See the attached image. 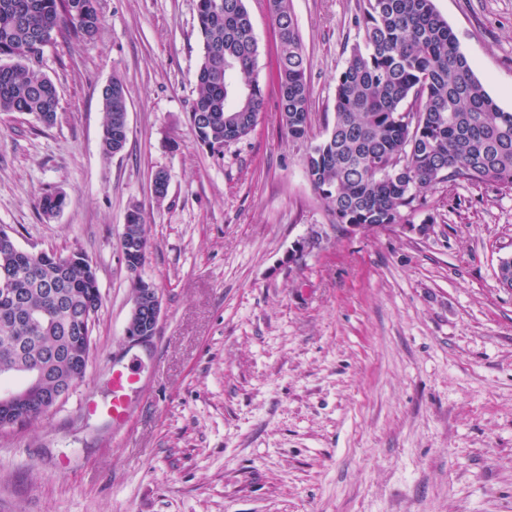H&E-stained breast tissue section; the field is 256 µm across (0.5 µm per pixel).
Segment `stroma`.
<instances>
[{
	"label": "stroma",
	"instance_id": "1",
	"mask_svg": "<svg viewBox=\"0 0 512 512\" xmlns=\"http://www.w3.org/2000/svg\"><path fill=\"white\" fill-rule=\"evenodd\" d=\"M359 3L291 0L310 87L309 134L294 140L269 78L266 2L246 0L264 107L219 152L189 119L197 0H97L94 39L45 47L57 119L0 112V228L28 250L83 252L103 303L85 379L0 428V512H512V290L496 278L512 256V191L441 183L407 222L349 233L306 175ZM435 6L512 112V0ZM115 77L129 133L107 157ZM57 192L50 219L39 201ZM134 206L149 247L133 274L120 235ZM138 279L162 300L143 343L125 332ZM135 358L144 406L116 426L78 412L107 396L113 362ZM125 94L124 83L120 78H113L102 90V101L104 107V121L101 135V149L104 155L111 156L123 149L127 140L116 146L115 136L121 124V113L114 104V99Z\"/></svg>",
	"mask_w": 512,
	"mask_h": 512
}]
</instances>
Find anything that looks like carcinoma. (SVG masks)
Listing matches in <instances>:
<instances>
[{
  "instance_id": "cac0c4a2",
  "label": "carcinoma",
  "mask_w": 512,
  "mask_h": 512,
  "mask_svg": "<svg viewBox=\"0 0 512 512\" xmlns=\"http://www.w3.org/2000/svg\"><path fill=\"white\" fill-rule=\"evenodd\" d=\"M96 0H0V112L55 121L58 91L34 65L40 36L62 30L76 41L100 27ZM278 34L275 80L283 128L303 139L310 119L306 56L290 0H267ZM203 54L190 120L211 150L252 131L260 112L259 45L245 0H197ZM360 41L336 77L332 127L307 154L305 169L336 224H397L437 183L497 185L512 190V112L502 111L476 76L434 0H362L353 19ZM245 77L229 102L232 77ZM125 93L115 77L102 90L101 149L111 156ZM61 194L40 199L46 217L62 209ZM137 242L134 262L148 251L138 207L126 216ZM102 293L95 268L80 251L0 248V367L20 375L41 366L43 391L67 394L74 367L69 353L79 330L93 322L77 311H98Z\"/></svg>"
}]
</instances>
